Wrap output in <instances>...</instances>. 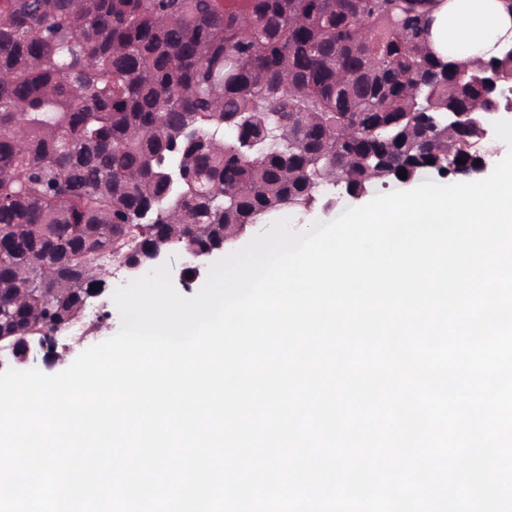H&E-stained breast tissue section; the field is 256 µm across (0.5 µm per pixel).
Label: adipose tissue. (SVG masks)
<instances>
[{
	"label": "adipose tissue",
	"mask_w": 512,
	"mask_h": 512,
	"mask_svg": "<svg viewBox=\"0 0 512 512\" xmlns=\"http://www.w3.org/2000/svg\"><path fill=\"white\" fill-rule=\"evenodd\" d=\"M427 41L438 57L460 64L499 56L512 46V10L504 0H441Z\"/></svg>",
	"instance_id": "ef3b65f1"
}]
</instances>
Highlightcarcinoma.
Listing matches in <instances>:
<instances>
[{"label": "carcinoma", "instance_id": "cac0c4a2", "mask_svg": "<svg viewBox=\"0 0 512 512\" xmlns=\"http://www.w3.org/2000/svg\"><path fill=\"white\" fill-rule=\"evenodd\" d=\"M438 2L0 0V336L56 335L174 224L208 249L338 175L478 174L480 133L434 124L500 111L512 53L436 57Z\"/></svg>", "mask_w": 512, "mask_h": 512}]
</instances>
